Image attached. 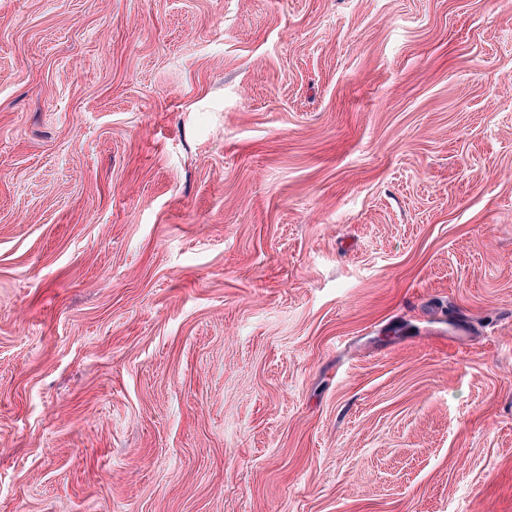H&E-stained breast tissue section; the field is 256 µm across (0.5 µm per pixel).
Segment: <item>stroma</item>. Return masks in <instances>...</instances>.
Masks as SVG:
<instances>
[{
    "label": "stroma",
    "mask_w": 512,
    "mask_h": 512,
    "mask_svg": "<svg viewBox=\"0 0 512 512\" xmlns=\"http://www.w3.org/2000/svg\"><path fill=\"white\" fill-rule=\"evenodd\" d=\"M0 512H512V0H0Z\"/></svg>",
    "instance_id": "obj_1"
}]
</instances>
